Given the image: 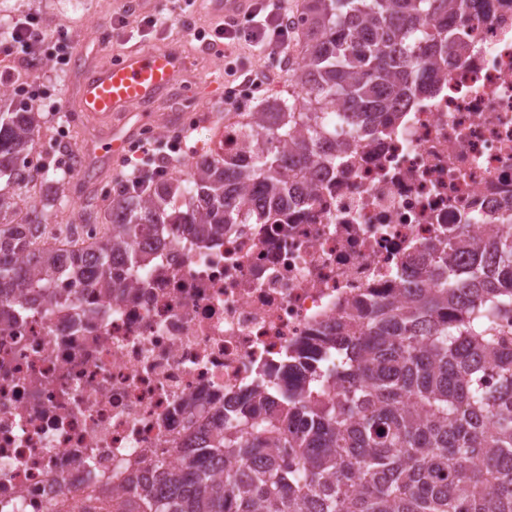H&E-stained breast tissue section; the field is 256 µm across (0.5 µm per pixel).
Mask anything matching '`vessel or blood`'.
Returning a JSON list of instances; mask_svg holds the SVG:
<instances>
[{
  "instance_id": "vessel-or-blood-1",
  "label": "vessel or blood",
  "mask_w": 512,
  "mask_h": 512,
  "mask_svg": "<svg viewBox=\"0 0 512 512\" xmlns=\"http://www.w3.org/2000/svg\"><path fill=\"white\" fill-rule=\"evenodd\" d=\"M188 66L175 47H135L113 65L95 69L85 78L80 108L85 115L112 121L110 156L121 155L126 135L121 129L129 112L145 107L172 86Z\"/></svg>"
}]
</instances>
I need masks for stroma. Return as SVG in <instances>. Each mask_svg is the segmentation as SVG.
Instances as JSON below:
<instances>
[{
  "label": "stroma",
  "instance_id": "stroma-1",
  "mask_svg": "<svg viewBox=\"0 0 512 512\" xmlns=\"http://www.w3.org/2000/svg\"><path fill=\"white\" fill-rule=\"evenodd\" d=\"M125 9L135 16L145 11L164 13L169 4L167 0H0V19L8 24L32 17L39 29L63 28L71 36L69 60L60 67L44 57L42 50L14 49L15 55L28 59L27 73L36 75L48 90L40 109L41 129L35 144L38 156L48 159L50 167L72 171L66 186L69 204L51 216V223H82L85 211L102 208L104 192L116 185L121 161L105 159L102 151L110 126L83 117L78 100L86 72L118 60L131 44L174 45L189 58L190 67L178 85L191 89L200 103L194 139H202L224 124V88L206 84L211 75L223 73L224 58L194 37L195 31L208 28L212 21L210 0H195L160 29L116 26L115 18ZM60 125L69 129L64 146L55 141Z\"/></svg>",
  "mask_w": 512,
  "mask_h": 512
}]
</instances>
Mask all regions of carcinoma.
Instances as JSON below:
<instances>
[{
    "label": "carcinoma",
    "mask_w": 512,
    "mask_h": 512,
    "mask_svg": "<svg viewBox=\"0 0 512 512\" xmlns=\"http://www.w3.org/2000/svg\"><path fill=\"white\" fill-rule=\"evenodd\" d=\"M458 0H309L300 22L304 71L292 92L246 113L252 144L233 158L198 163L187 181L124 189L101 217V243L89 250L50 247L55 196L22 209L33 175L25 165L40 113L20 102L0 112V298L28 303L69 275L83 288H116L112 264L135 257L147 226L195 224L217 235L236 224L243 191L258 208L282 201L285 174L336 162L338 129L358 130L431 92L420 70L464 50L468 33L448 26ZM484 252L465 235L431 257L429 279L403 301L386 298L360 312L366 333L336 326V360L310 373L299 394L244 401L222 430L190 441L185 473L162 462L132 473L112 512H512V236ZM470 259L459 275L453 261ZM284 448L297 467L269 453ZM258 458L233 469L230 463ZM224 461V476L214 461Z\"/></svg>",
    "instance_id": "carcinoma-1"
}]
</instances>
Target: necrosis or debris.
Wrapping results in <instances>:
<instances>
[{
    "mask_svg": "<svg viewBox=\"0 0 512 512\" xmlns=\"http://www.w3.org/2000/svg\"><path fill=\"white\" fill-rule=\"evenodd\" d=\"M466 49L436 87L305 179L268 223L141 243L145 273L105 292L58 280L35 306L0 304V512H102L134 467L183 465L193 427L270 388L302 391L319 343L367 302L429 276L460 230L512 234V0H463ZM198 153L250 159L234 123Z\"/></svg>",
    "mask_w": 512,
    "mask_h": 512,
    "instance_id": "1",
    "label": "necrosis or debris"
}]
</instances>
